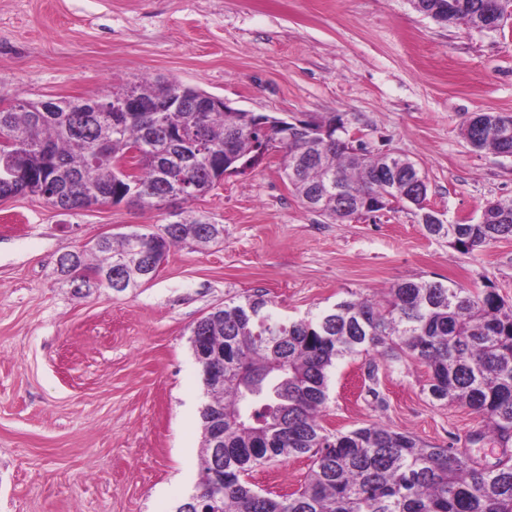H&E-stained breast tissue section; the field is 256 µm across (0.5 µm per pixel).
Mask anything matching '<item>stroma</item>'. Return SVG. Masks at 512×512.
I'll return each instance as SVG.
<instances>
[{
  "label": "stroma",
  "instance_id": "1",
  "mask_svg": "<svg viewBox=\"0 0 512 512\" xmlns=\"http://www.w3.org/2000/svg\"><path fill=\"white\" fill-rule=\"evenodd\" d=\"M144 75L276 117L343 115L370 150L417 164L441 219L475 223L487 201L512 199V158L461 131L473 114H512V19L443 25L409 0H0V107L102 98ZM186 207L223 239L172 247L140 288L79 292L60 256L167 223L169 207L0 200V512H175L199 480L207 400L190 328L224 303L259 292L291 321L420 278L512 304V239L465 254L402 205L326 219L301 205L279 148ZM367 363L330 369L328 430L378 423L494 462L465 444L481 416L432 399L425 365L380 362L372 385ZM309 468L273 461L248 480L293 491Z\"/></svg>",
  "mask_w": 512,
  "mask_h": 512
}]
</instances>
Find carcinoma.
Listing matches in <instances>:
<instances>
[{
    "label": "carcinoma",
    "mask_w": 512,
    "mask_h": 512,
    "mask_svg": "<svg viewBox=\"0 0 512 512\" xmlns=\"http://www.w3.org/2000/svg\"><path fill=\"white\" fill-rule=\"evenodd\" d=\"M436 21L469 24L490 0H423ZM145 99L168 87L143 80L112 91ZM186 104L143 120L105 110L108 99L40 101L0 108V135L19 156L0 193L28 192L54 208L79 209L99 196L127 195L114 164L127 159L139 170L136 202L160 204L172 194L203 196L218 172L249 159L259 165L262 149L278 141L285 119L199 112L203 92L181 87ZM303 120L317 141L283 145L284 173L302 205L336 222L349 221L365 206L385 200L412 206L426 233L445 238L463 253L512 238V200L486 202L475 224L434 221L424 202L428 185L416 164L400 154L377 155L348 141L347 122L332 116ZM475 149L512 156V115L480 113L464 124ZM246 169V170H248ZM241 170L240 174H245ZM224 225L189 213L148 232L100 237L60 258V272L121 292L153 279L170 248L222 239ZM99 258L93 266L86 256ZM208 401L201 410L203 465L192 499L207 512H512V454L479 463L455 448L430 446L408 432L370 424L347 433L322 425L328 374L336 360L371 353L385 360L411 358L430 371L428 392L437 401L462 404L479 414L485 429L469 442L512 444V306L494 291L474 294L455 284L406 279L389 288L381 303L349 299L308 318L273 315L262 293L217 307L190 329ZM224 410V454L210 447L215 408ZM306 457L304 485L292 492L261 493L247 477L270 461Z\"/></svg>",
    "instance_id": "1"
}]
</instances>
